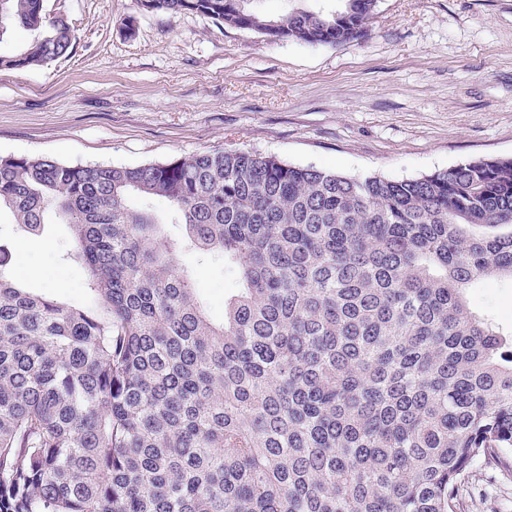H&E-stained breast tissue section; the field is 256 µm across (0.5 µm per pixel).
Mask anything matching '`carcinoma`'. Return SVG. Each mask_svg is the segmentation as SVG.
I'll return each instance as SVG.
<instances>
[{
	"label": "carcinoma",
	"instance_id": "1",
	"mask_svg": "<svg viewBox=\"0 0 512 512\" xmlns=\"http://www.w3.org/2000/svg\"><path fill=\"white\" fill-rule=\"evenodd\" d=\"M139 2L329 45L377 6ZM14 26L40 35L0 68L71 52L42 0H0ZM2 212L38 241L66 225L90 298L22 287L0 237V512H461L477 465L512 476V337L466 296L512 279V156L402 180L248 151L0 156ZM208 263L238 284L220 320L194 288Z\"/></svg>",
	"mask_w": 512,
	"mask_h": 512
}]
</instances>
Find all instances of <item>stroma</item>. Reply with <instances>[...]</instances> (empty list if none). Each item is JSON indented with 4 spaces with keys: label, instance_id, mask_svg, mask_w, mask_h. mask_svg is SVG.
Returning a JSON list of instances; mask_svg holds the SVG:
<instances>
[{
    "label": "stroma",
    "instance_id": "1",
    "mask_svg": "<svg viewBox=\"0 0 512 512\" xmlns=\"http://www.w3.org/2000/svg\"><path fill=\"white\" fill-rule=\"evenodd\" d=\"M65 14L71 53L0 69V156L136 167L250 151L346 175L405 179L474 157L512 155V0H378L365 37L336 46L230 27L137 0H43ZM67 229L47 227L14 277L67 302L82 269L59 259ZM224 315L235 281L222 265L195 283ZM472 306L512 328V281L470 289ZM462 512H512V477L477 468Z\"/></svg>",
    "mask_w": 512,
    "mask_h": 512
}]
</instances>
